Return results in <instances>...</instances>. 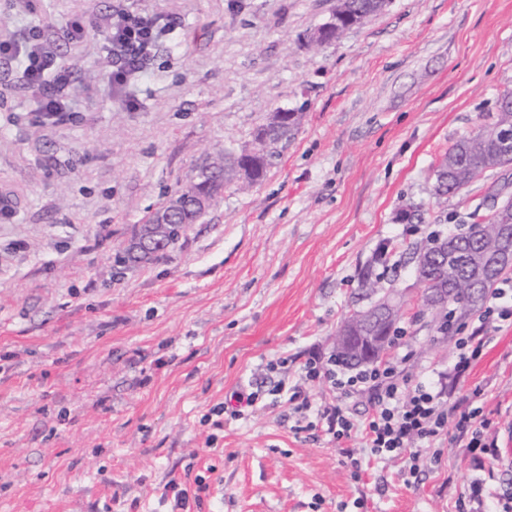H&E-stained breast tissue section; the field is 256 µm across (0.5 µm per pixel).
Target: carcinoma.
<instances>
[{
  "label": "carcinoma",
  "mask_w": 512,
  "mask_h": 512,
  "mask_svg": "<svg viewBox=\"0 0 512 512\" xmlns=\"http://www.w3.org/2000/svg\"><path fill=\"white\" fill-rule=\"evenodd\" d=\"M389 0H336L334 18L353 16L358 12H370L377 15L388 6ZM303 121V113L293 112L288 122L274 128L268 122L257 128L255 139L267 133V155L275 158L274 146L288 142L298 132ZM512 126V109L499 110L494 121L480 126L477 131L465 136L450 147L440 159L436 170V193L440 196L455 194L478 180L484 173L497 169L512 168V148L505 147L498 138L500 128ZM269 163L259 165L253 170L248 182L233 180L236 160L234 153L222 148L208 153V158L196 167L187 181L175 189L168 197L163 209L179 208L184 205L186 195L195 187L206 192L211 203L215 204L224 196V188L234 186L238 190L253 187L263 177ZM472 223L457 234H450L434 240L424 246L411 244L400 259L413 264L417 280L424 285L426 292L433 298L425 304L428 311L437 313L443 309L459 319L467 318L505 275L499 271L493 275L477 293L468 291L465 282V270L462 265L474 255H485L492 251L496 236V217L476 209L470 213ZM162 259L142 249L135 241L131 242L115 259L120 266L146 265ZM387 295H382L363 311L346 318L340 330L353 326L360 328L359 335L365 337L362 346L337 347L339 360L352 366L370 363L378 358L389 338L392 322L386 316Z\"/></svg>",
  "instance_id": "obj_1"
}]
</instances>
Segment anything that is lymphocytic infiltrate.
Segmentation results:
<instances>
[{
    "instance_id": "obj_1",
    "label": "lymphocytic infiltrate",
    "mask_w": 512,
    "mask_h": 512,
    "mask_svg": "<svg viewBox=\"0 0 512 512\" xmlns=\"http://www.w3.org/2000/svg\"><path fill=\"white\" fill-rule=\"evenodd\" d=\"M109 54L112 58L110 86L131 109L137 108L136 97L128 91L132 78L144 73L147 62L161 36V26L153 20L119 13L105 22ZM23 57V76L27 85L41 94L40 117L43 123L53 124L69 112V100L51 89L52 83H66L64 72L55 71L56 54L53 44L33 28L19 32L14 38L0 40V58ZM512 319V281L494 288L485 301L478 324L471 334L458 343L457 359L448 374L427 376L410 383L401 375L397 362L372 366L355 374L340 369L336 358H329L327 368H320L318 358H310L305 365L308 379L325 378L339 400L369 395L372 411L362 421L346 416L339 405L324 409L321 414L327 431L333 437L360 434L372 456L386 460L402 457L407 461L406 476L414 478L420 470L419 451L415 443L439 436L447 426H454L468 439L473 450H487L491 443L485 437L487 420L479 419L478 409L445 403L454 384L467 373L470 364L478 358L489 332L499 324Z\"/></svg>"
}]
</instances>
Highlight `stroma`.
I'll return each mask as SVG.
<instances>
[{"instance_id": "35a3bbf8", "label": "stroma", "mask_w": 512, "mask_h": 512, "mask_svg": "<svg viewBox=\"0 0 512 512\" xmlns=\"http://www.w3.org/2000/svg\"><path fill=\"white\" fill-rule=\"evenodd\" d=\"M13 2L0 0V39L74 17L86 36L55 44L62 123L0 82V512H179L172 479L188 512H472L476 481L489 507L512 496V469L496 465L512 449V326L489 334L453 394L482 408L495 454L448 430L422 445L411 484L404 460L327 434L316 412L336 394L304 376L370 306L368 265L399 308L406 374L454 364L471 326L440 332L412 266L375 256L455 232L499 180L435 194L448 147L512 91V0H391L318 50L306 37L336 0ZM117 11L167 21L130 86L134 111L109 85L103 19ZM279 109L305 120L255 187L225 189L162 260L116 265L209 147H249Z\"/></svg>"}]
</instances>
